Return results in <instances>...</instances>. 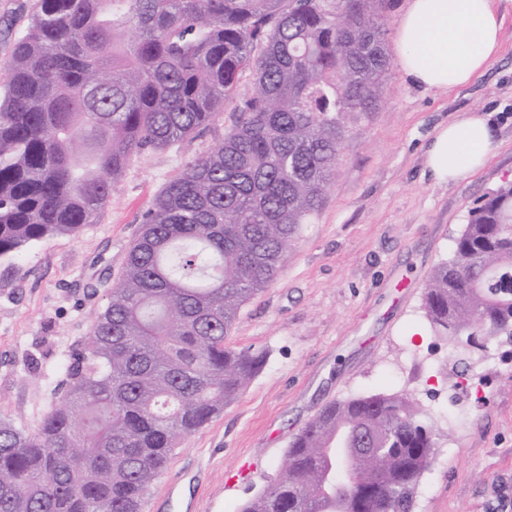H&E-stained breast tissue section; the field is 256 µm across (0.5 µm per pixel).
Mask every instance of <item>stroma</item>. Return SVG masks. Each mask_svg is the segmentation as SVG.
Here are the masks:
<instances>
[{
  "instance_id": "obj_1",
  "label": "stroma",
  "mask_w": 512,
  "mask_h": 512,
  "mask_svg": "<svg viewBox=\"0 0 512 512\" xmlns=\"http://www.w3.org/2000/svg\"><path fill=\"white\" fill-rule=\"evenodd\" d=\"M408 0H384L391 63L382 99L343 119L349 149L321 210L301 226L276 280L241 309L226 339L262 352L263 370L224 411L179 440L144 512H240L274 478L292 437L329 402L383 393L431 416L436 454L413 512H512V343L438 333L424 309L427 279L451 255L469 210L512 179V0L497 56L469 83L427 89L395 61ZM488 117L492 149L475 175L438 181L426 164L440 127ZM237 114L225 105L189 138L134 158L97 223L0 262V418L34 430L65 388L64 365L90 339L143 213L182 167L218 145ZM474 366L456 375V358Z\"/></svg>"
}]
</instances>
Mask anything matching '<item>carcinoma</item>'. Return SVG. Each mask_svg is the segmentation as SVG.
Wrapping results in <instances>:
<instances>
[{
	"instance_id": "1",
	"label": "carcinoma",
	"mask_w": 512,
	"mask_h": 512,
	"mask_svg": "<svg viewBox=\"0 0 512 512\" xmlns=\"http://www.w3.org/2000/svg\"><path fill=\"white\" fill-rule=\"evenodd\" d=\"M382 2L34 0L0 87V260L96 223L132 159L213 120L245 68L254 90L144 213L63 395L31 432L0 420V512H142L178 440L261 371L265 354L225 340L321 207L349 148L341 115L382 93ZM425 310L438 332L490 319L512 338V181L470 209ZM340 431L387 449L350 501L324 486ZM434 448L406 396L335 401L240 512H412Z\"/></svg>"
}]
</instances>
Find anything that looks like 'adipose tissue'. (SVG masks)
I'll return each mask as SVG.
<instances>
[{"label": "adipose tissue", "mask_w": 512, "mask_h": 512, "mask_svg": "<svg viewBox=\"0 0 512 512\" xmlns=\"http://www.w3.org/2000/svg\"><path fill=\"white\" fill-rule=\"evenodd\" d=\"M501 29L491 0H410L396 27L398 66L430 89L466 84L497 54ZM491 147L486 119L468 114L437 132L427 164L437 179L455 182L476 173Z\"/></svg>", "instance_id": "1"}]
</instances>
